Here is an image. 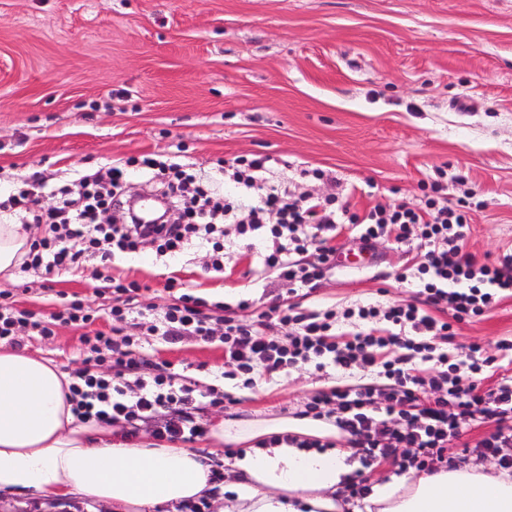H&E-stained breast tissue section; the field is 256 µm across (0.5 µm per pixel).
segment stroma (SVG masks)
Here are the masks:
<instances>
[{"mask_svg":"<svg viewBox=\"0 0 512 512\" xmlns=\"http://www.w3.org/2000/svg\"><path fill=\"white\" fill-rule=\"evenodd\" d=\"M155 153L196 171L237 155L269 154L275 182L326 196L352 189L358 211L419 204L436 167L463 175L449 198L474 193L465 250L496 260L512 249V0H0V193L25 177L47 180L40 207L77 174ZM332 172L333 181L301 177ZM364 271H331L311 304L337 310L410 298L396 281L407 256L374 242ZM204 251L175 256L145 246L112 259L113 276L150 285L145 318L170 304L174 279L211 302L269 304L246 261L217 273ZM98 261L52 276L43 269L0 286L19 307L48 313L57 293L96 313L85 329L22 336L21 352L79 367L81 335L107 329L109 295ZM453 344L488 352L512 338V297L454 325ZM152 360L240 401L210 409L209 423L293 417L316 391L363 382L360 369L291 370L258 391L222 378L224 348L148 337ZM0 512H107L71 496L0 493Z\"/></svg>","mask_w":512,"mask_h":512,"instance_id":"obj_1","label":"stroma"}]
</instances>
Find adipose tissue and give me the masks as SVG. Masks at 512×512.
<instances>
[{
    "label": "adipose tissue",
    "instance_id": "obj_1",
    "mask_svg": "<svg viewBox=\"0 0 512 512\" xmlns=\"http://www.w3.org/2000/svg\"><path fill=\"white\" fill-rule=\"evenodd\" d=\"M31 243L21 225L0 224V283L13 280ZM69 384L50 361L0 350V490L78 495L116 512L175 508L208 494L210 470L200 453L77 422ZM283 433L326 438L336 430L311 418L212 426L215 447H239V479L226 486L224 512H346L338 490L354 471L349 450L258 447V440ZM367 502L375 512H512V477L491 465H464L374 485Z\"/></svg>",
    "mask_w": 512,
    "mask_h": 512
}]
</instances>
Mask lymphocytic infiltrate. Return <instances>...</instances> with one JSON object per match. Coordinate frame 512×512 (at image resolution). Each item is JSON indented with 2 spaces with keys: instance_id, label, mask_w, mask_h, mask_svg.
Listing matches in <instances>:
<instances>
[{
  "instance_id": "obj_1",
  "label": "lymphocytic infiltrate",
  "mask_w": 512,
  "mask_h": 512,
  "mask_svg": "<svg viewBox=\"0 0 512 512\" xmlns=\"http://www.w3.org/2000/svg\"><path fill=\"white\" fill-rule=\"evenodd\" d=\"M274 163L271 156L255 154L225 162L219 172L237 192L223 196L212 182L147 154L81 176L47 209L36 199L44 181L31 176L27 189L0 202V208L16 210L22 223L43 230L21 265L25 271L75 270L93 258L139 253L147 243L157 254L175 255L194 243L210 247L211 266L220 272L230 237L253 253V276L268 285L288 281L296 295L334 269V240L343 227L355 230L365 246L381 239L414 250L413 261L397 275L414 293L396 304L370 303L339 314L284 302L247 323L237 312L249 308V301L234 308L211 304L176 291L170 281L166 288L173 291V302L147 332L169 344L220 341L225 377L240 379L250 390L299 365L368 372L371 383L318 391L303 411L335 426L363 467L386 465L397 475L431 473L455 468L463 457L476 465L491 457L512 474V375L503 372L512 364V340L499 341L492 355L478 343L464 353L450 348L454 323L482 316L512 296V254L494 264L465 252L471 203L449 200L445 170H438L419 205L357 213L349 198L296 196L271 182L267 173ZM133 166L147 184L161 188L179 211L178 220L136 223L122 191ZM112 207L125 209L124 223H101V214ZM103 281L112 296V327L81 338L83 362L70 373L68 395L74 416L84 424L118 427L125 438L135 437L144 424L152 425L160 442L204 438L202 412L223 406L231 394L214 385L199 387L191 377L150 363L139 350L140 336L130 331L143 314L140 285L111 275ZM92 319L76 296L41 318L0 293V342L14 347L19 332L46 338L56 326L79 328ZM107 362L108 372L102 369ZM472 426L485 428V435L474 444L461 443L463 428Z\"/></svg>"
}]
</instances>
